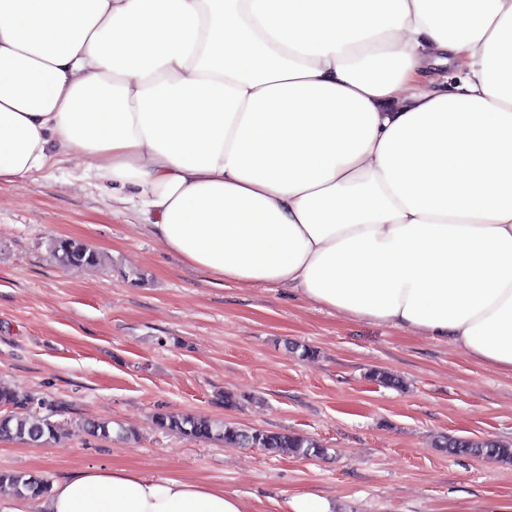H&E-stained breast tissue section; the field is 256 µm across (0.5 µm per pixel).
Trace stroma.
I'll return each instance as SVG.
<instances>
[{
  "label": "stroma",
  "mask_w": 512,
  "mask_h": 512,
  "mask_svg": "<svg viewBox=\"0 0 512 512\" xmlns=\"http://www.w3.org/2000/svg\"><path fill=\"white\" fill-rule=\"evenodd\" d=\"M54 238L85 241L106 266L59 265ZM376 369L402 387L372 381ZM0 386L51 400L62 425L43 446L0 440V470L54 482L132 468L224 488L257 512L304 492L336 512H512V463L432 446L439 435L512 442L511 373L442 340L188 266L135 210L113 207L83 163L0 186ZM159 412L295 432L329 454L194 441L158 430ZM87 420L138 436L95 438Z\"/></svg>",
  "instance_id": "1"
}]
</instances>
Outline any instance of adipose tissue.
<instances>
[{
	"label": "adipose tissue",
	"mask_w": 512,
	"mask_h": 512,
	"mask_svg": "<svg viewBox=\"0 0 512 512\" xmlns=\"http://www.w3.org/2000/svg\"><path fill=\"white\" fill-rule=\"evenodd\" d=\"M87 163L187 265L512 373V0H0V184ZM43 512H253L129 468Z\"/></svg>",
	"instance_id": "adipose-tissue-1"
}]
</instances>
